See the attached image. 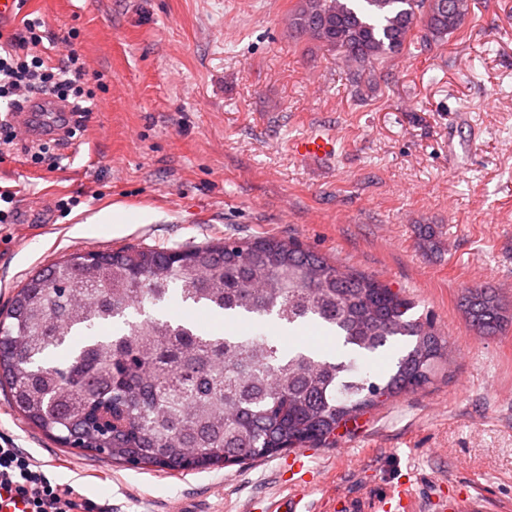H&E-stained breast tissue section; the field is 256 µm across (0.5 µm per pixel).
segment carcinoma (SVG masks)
Masks as SVG:
<instances>
[{
    "mask_svg": "<svg viewBox=\"0 0 512 512\" xmlns=\"http://www.w3.org/2000/svg\"><path fill=\"white\" fill-rule=\"evenodd\" d=\"M472 0H296L288 31L339 52L364 100L378 66L459 32ZM73 253L31 274L0 310V389L54 442L112 463L181 475L322 447L336 431L431 382L448 355L413 302L374 276L273 236L185 249ZM177 300L251 334L164 316ZM461 307L490 335L512 321L496 291ZM320 325L336 353L287 349L265 326ZM397 347L389 368L364 364ZM112 410L108 431L96 418Z\"/></svg>",
    "mask_w": 512,
    "mask_h": 512,
    "instance_id": "carcinoma-1",
    "label": "carcinoma"
}]
</instances>
